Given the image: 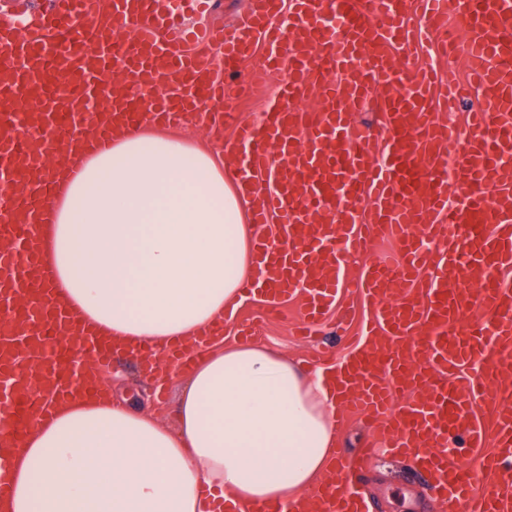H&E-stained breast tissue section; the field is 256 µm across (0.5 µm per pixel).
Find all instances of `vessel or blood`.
Returning <instances> with one entry per match:
<instances>
[{
	"mask_svg": "<svg viewBox=\"0 0 512 512\" xmlns=\"http://www.w3.org/2000/svg\"><path fill=\"white\" fill-rule=\"evenodd\" d=\"M195 0H47L41 10L0 13V307L29 300L24 334L0 336V373L19 384L0 396L13 437L51 404L89 391L79 355L96 368L115 351L82 329L55 295L35 247L46 223L59 165L46 164L70 143H98L139 122L178 123L192 112L212 127H233L249 161L238 172L252 184L267 171L275 187L260 197L250 222L278 219V244L257 235L267 277L243 283L242 297L269 308L302 295L306 323H316L337 295L347 256L371 237L396 238L397 258H378L361 290L373 309L351 353L354 377L342 406L385 435L391 453L430 472L431 486L461 512H512V290L499 282L512 268V0H467L470 34L443 44L470 62V83L449 79L445 100L475 94L468 130L443 124L432 109L434 76L406 74L391 51L407 38L404 0H257L247 25L230 31L189 28ZM421 35L443 31L458 0H419ZM105 26H92L100 11ZM340 19L325 27L324 15ZM133 26L130 39L115 33ZM263 47L267 69L289 77L262 123L219 112L224 85L217 72ZM66 80L64 91L53 81ZM319 105L294 101L310 85ZM161 93L145 109L141 87ZM379 93L387 116L379 151L355 135L351 115ZM462 144L458 164L466 192L447 194L445 158ZM424 225V237L411 225ZM490 312L463 323L474 303ZM429 387L425 398L399 404L396 392ZM467 435L487 446L477 469L458 464L449 438ZM352 469L309 490L314 512L363 505L351 491Z\"/></svg>",
	"mask_w": 512,
	"mask_h": 512,
	"instance_id": "b4317fda",
	"label": "vessel or blood"
}]
</instances>
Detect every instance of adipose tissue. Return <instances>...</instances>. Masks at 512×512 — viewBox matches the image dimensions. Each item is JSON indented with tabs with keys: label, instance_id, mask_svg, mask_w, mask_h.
<instances>
[{
	"label": "adipose tissue",
	"instance_id": "adipose-tissue-1",
	"mask_svg": "<svg viewBox=\"0 0 512 512\" xmlns=\"http://www.w3.org/2000/svg\"><path fill=\"white\" fill-rule=\"evenodd\" d=\"M40 225L46 267L83 327L163 348L224 315L256 273V191L208 148L139 124L68 163ZM338 381L260 345L215 343L190 371L175 427L128 403L76 396L10 451L0 512H216L298 501L336 445Z\"/></svg>",
	"mask_w": 512,
	"mask_h": 512
}]
</instances>
